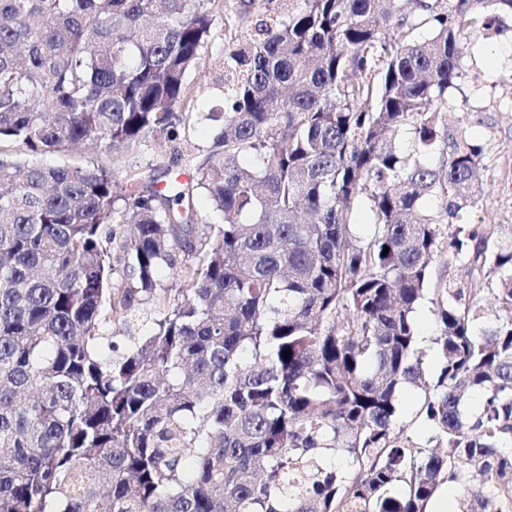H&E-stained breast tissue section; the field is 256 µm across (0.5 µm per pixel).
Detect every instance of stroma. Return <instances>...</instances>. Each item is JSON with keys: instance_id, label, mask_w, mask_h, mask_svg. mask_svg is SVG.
Returning <instances> with one entry per match:
<instances>
[{"instance_id": "obj_1", "label": "stroma", "mask_w": 512, "mask_h": 512, "mask_svg": "<svg viewBox=\"0 0 512 512\" xmlns=\"http://www.w3.org/2000/svg\"><path fill=\"white\" fill-rule=\"evenodd\" d=\"M499 35L490 41H479L473 49L468 75L462 90L456 93L448 110L449 120L476 112V119H467L469 138L484 147L479 168L482 205L470 220L476 224H512V16H500ZM224 56V25L215 23L200 70L191 72L190 82L208 86V98L218 102L219 94L212 85L222 75ZM216 127L206 120H191L187 139L174 142L158 135L150 137L141 150L112 159L108 153H96L81 148L41 155L47 165L79 162H112L114 172L133 164L159 177L161 183L175 178H187L196 158L202 157L213 145ZM422 394L414 388L400 395L398 424L402 435L411 444L425 445L429 432L420 414Z\"/></svg>"}]
</instances>
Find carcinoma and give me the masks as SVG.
Returning a JSON list of instances; mask_svg holds the SVG:
<instances>
[{"mask_svg":"<svg viewBox=\"0 0 512 512\" xmlns=\"http://www.w3.org/2000/svg\"><path fill=\"white\" fill-rule=\"evenodd\" d=\"M254 2L0 0V512H426L462 478L461 512H512V224L469 222L484 148L444 117L512 0ZM197 105L219 132L172 187L23 159L173 142ZM224 56V25L215 23L208 48L205 52L202 68L199 71H192L188 80L192 83L201 82L206 87L214 86V82H219L222 71V58ZM216 87V86H214ZM416 325L421 347L423 348V367L429 375L436 371V363L432 351V339L438 333V324L432 312V305L423 304L416 315ZM422 399V393L415 388H406L400 395V416L396 430L403 427L400 436L402 441L407 438L410 441L409 445L425 446L430 435L419 412Z\"/></svg>","mask_w":512,"mask_h":512,"instance_id":"cac0c4a2","label":"carcinoma"}]
</instances>
